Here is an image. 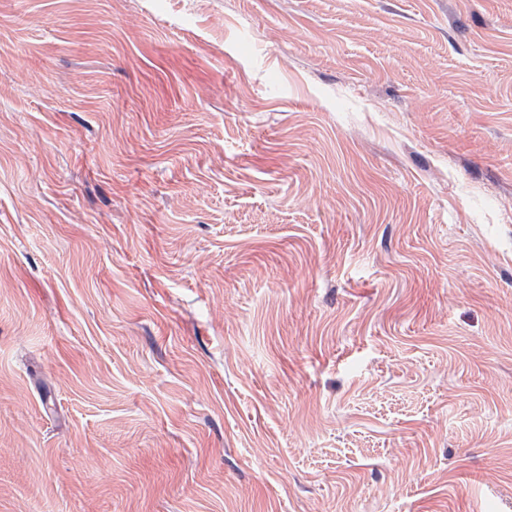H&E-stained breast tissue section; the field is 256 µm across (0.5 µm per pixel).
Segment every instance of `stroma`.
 <instances>
[{"instance_id": "obj_1", "label": "stroma", "mask_w": 512, "mask_h": 512, "mask_svg": "<svg viewBox=\"0 0 512 512\" xmlns=\"http://www.w3.org/2000/svg\"><path fill=\"white\" fill-rule=\"evenodd\" d=\"M0 512H512V0H0Z\"/></svg>"}]
</instances>
